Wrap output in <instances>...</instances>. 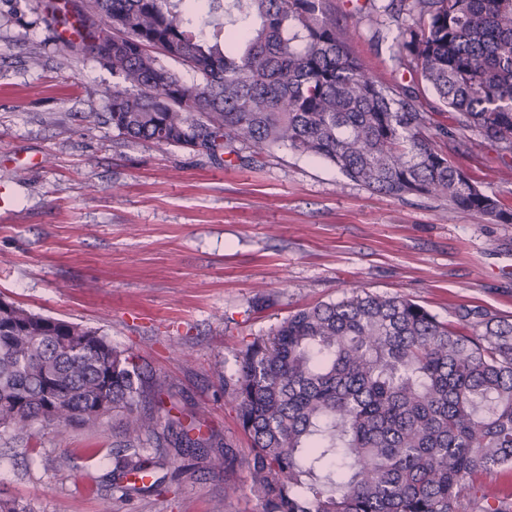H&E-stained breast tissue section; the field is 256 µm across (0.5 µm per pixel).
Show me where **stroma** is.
<instances>
[{
    "label": "stroma",
    "mask_w": 512,
    "mask_h": 512,
    "mask_svg": "<svg viewBox=\"0 0 512 512\" xmlns=\"http://www.w3.org/2000/svg\"><path fill=\"white\" fill-rule=\"evenodd\" d=\"M51 1L65 2L0 0V298L97 330L145 385L162 383L149 451L178 422L213 450L247 448L224 396L242 343L351 289L443 321L464 305L512 316V224L371 192L284 146L213 158L119 137L103 119L112 72L66 50ZM330 3L368 74L402 83L380 16ZM454 162L512 206V165L496 152ZM121 440L112 412L91 428L0 430V499L23 512H261L246 468L228 496L201 456L166 458L159 492L116 488Z\"/></svg>",
    "instance_id": "obj_1"
}]
</instances>
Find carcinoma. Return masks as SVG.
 Segmentation results:
<instances>
[{
	"mask_svg": "<svg viewBox=\"0 0 512 512\" xmlns=\"http://www.w3.org/2000/svg\"><path fill=\"white\" fill-rule=\"evenodd\" d=\"M81 0L79 40L119 79L107 122L129 140L221 156L285 145L393 198L442 199L483 220L512 211L449 152L465 132L512 161V0H366L395 23L406 84L368 75L323 0ZM412 22L400 21L403 14ZM192 72L188 82L160 63ZM432 92L452 124L424 111ZM224 395L249 438L262 512H512L483 504L475 476L512 466V319L464 306L444 322L402 297L355 290L288 316L244 343ZM124 417L117 480L151 476L155 432L139 367L97 331L0 298V428ZM234 448L210 460L232 471Z\"/></svg>",
	"mask_w": 512,
	"mask_h": 512,
	"instance_id": "cac0c4a2",
	"label": "carcinoma"
}]
</instances>
